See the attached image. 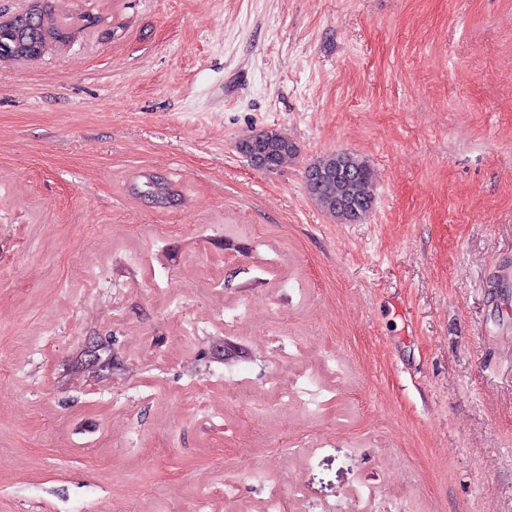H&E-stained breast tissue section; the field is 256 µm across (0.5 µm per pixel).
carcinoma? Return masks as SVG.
<instances>
[{
    "instance_id": "obj_1",
    "label": "carcinoma",
    "mask_w": 512,
    "mask_h": 512,
    "mask_svg": "<svg viewBox=\"0 0 512 512\" xmlns=\"http://www.w3.org/2000/svg\"><path fill=\"white\" fill-rule=\"evenodd\" d=\"M4 39L16 34L19 47L10 60H33L51 46L65 47L75 35V23L53 16L52 0H35L22 13L0 22ZM247 154L263 160L264 169L272 170L296 151V146L280 132L260 130L246 136ZM306 189L315 206L343 224L361 221L374 204V173L354 154L336 152L316 158L305 171ZM135 195L161 207H171L178 193L164 177L144 176L142 184L132 188Z\"/></svg>"
}]
</instances>
